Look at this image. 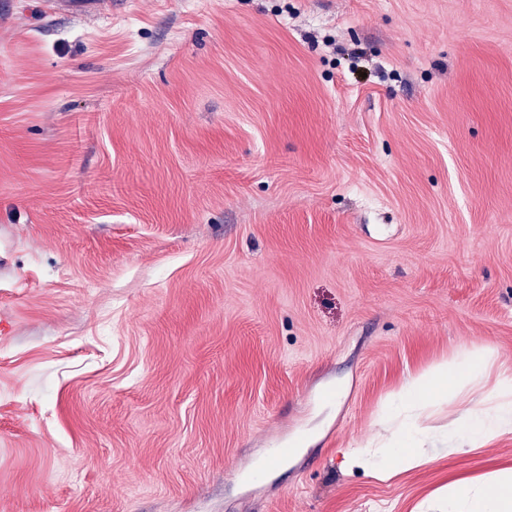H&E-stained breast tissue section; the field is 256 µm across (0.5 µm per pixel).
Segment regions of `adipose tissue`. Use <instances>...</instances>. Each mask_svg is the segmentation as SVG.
<instances>
[{"mask_svg": "<svg viewBox=\"0 0 512 512\" xmlns=\"http://www.w3.org/2000/svg\"><path fill=\"white\" fill-rule=\"evenodd\" d=\"M492 354L480 348L435 363L411 377L383 405L375 425L384 437L373 448H351L345 454L348 468H359L378 479L420 469L430 459L426 409L435 403L453 406V418L438 441L446 454L480 447L493 435L512 433V378L497 377L490 404L456 408L457 398L487 377ZM402 415L397 428H390L389 415ZM437 512H512V467L493 469L472 481H454L432 494Z\"/></svg>", "mask_w": 512, "mask_h": 512, "instance_id": "obj_1", "label": "adipose tissue"}]
</instances>
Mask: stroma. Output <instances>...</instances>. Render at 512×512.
<instances>
[{"label":"stroma","mask_w":512,"mask_h":512,"mask_svg":"<svg viewBox=\"0 0 512 512\" xmlns=\"http://www.w3.org/2000/svg\"><path fill=\"white\" fill-rule=\"evenodd\" d=\"M475 347L512 375V0H0V512H417L512 435L344 450ZM491 359L489 349H473L411 377L388 397L374 421L376 427L389 434L376 448H349L344 453L347 467L363 469L386 481L426 465L430 456L426 429L421 425L426 409L437 402L453 407L461 394L488 376ZM386 410L402 415L397 428L389 429Z\"/></svg>","instance_id":"1"}]
</instances>
